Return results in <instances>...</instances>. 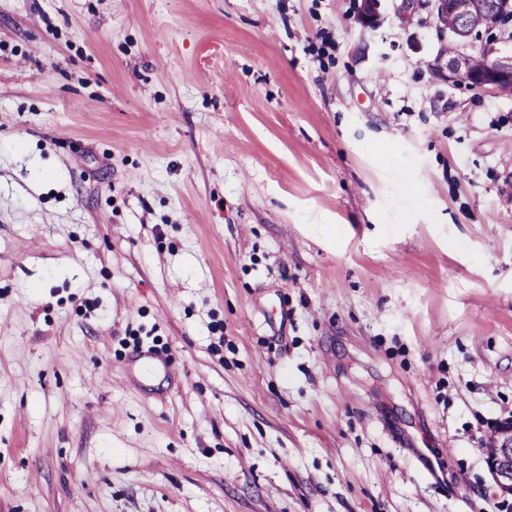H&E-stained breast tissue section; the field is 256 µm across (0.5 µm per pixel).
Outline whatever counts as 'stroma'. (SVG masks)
Wrapping results in <instances>:
<instances>
[{
	"mask_svg": "<svg viewBox=\"0 0 512 512\" xmlns=\"http://www.w3.org/2000/svg\"><path fill=\"white\" fill-rule=\"evenodd\" d=\"M357 6L0 0V512H507L512 94ZM485 463L498 496L508 504L512 500V419L498 427Z\"/></svg>",
	"mask_w": 512,
	"mask_h": 512,
	"instance_id": "1",
	"label": "stroma"
}]
</instances>
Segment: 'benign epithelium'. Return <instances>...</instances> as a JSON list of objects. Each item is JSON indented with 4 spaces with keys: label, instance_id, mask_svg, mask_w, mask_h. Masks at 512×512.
<instances>
[{
    "label": "benign epithelium",
    "instance_id": "benign-epithelium-1",
    "mask_svg": "<svg viewBox=\"0 0 512 512\" xmlns=\"http://www.w3.org/2000/svg\"><path fill=\"white\" fill-rule=\"evenodd\" d=\"M381 0H360L357 21L363 28H373L379 21ZM432 7L437 29L457 45L456 52L445 63L446 78L451 85L468 84L471 87L512 93V54L502 52L499 34L512 24V0H494L481 8V27L473 28L468 16L475 10L473 0H427ZM489 60L479 72L470 68L471 49L475 43ZM485 463L497 494L512 500V419L498 427L493 447L488 449Z\"/></svg>",
    "mask_w": 512,
    "mask_h": 512
}]
</instances>
